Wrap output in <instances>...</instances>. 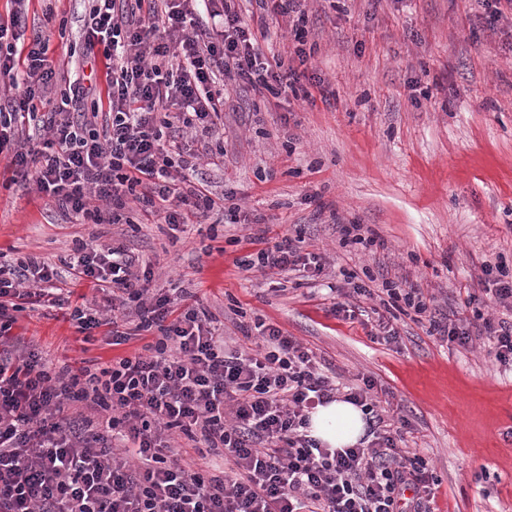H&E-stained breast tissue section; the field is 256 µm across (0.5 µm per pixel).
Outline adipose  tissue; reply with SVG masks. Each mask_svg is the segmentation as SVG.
<instances>
[{"label": "adipose tissue", "instance_id": "obj_1", "mask_svg": "<svg viewBox=\"0 0 512 512\" xmlns=\"http://www.w3.org/2000/svg\"><path fill=\"white\" fill-rule=\"evenodd\" d=\"M365 432L361 409L341 399L317 406L310 415V435L329 448L355 445Z\"/></svg>", "mask_w": 512, "mask_h": 512}]
</instances>
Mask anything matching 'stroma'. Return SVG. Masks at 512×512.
<instances>
[{"instance_id": "stroma-1", "label": "stroma", "mask_w": 512, "mask_h": 512, "mask_svg": "<svg viewBox=\"0 0 512 512\" xmlns=\"http://www.w3.org/2000/svg\"><path fill=\"white\" fill-rule=\"evenodd\" d=\"M245 25L264 28L265 55L294 57L297 29L329 102L260 96L224 81L210 151L180 141L223 210L185 231L129 203L126 224H75L33 183L13 180L0 155V256H35L62 274L72 305L102 309L93 284L66 264L85 242L121 243L152 265L153 285L196 294L224 337L256 320L280 326L347 386L371 378L403 447L426 458L437 512H512V369L482 341L463 348L429 335L428 320L398 315L399 339H371L366 317L333 312L329 287L371 272L421 288L431 307L501 316L483 295L482 265L512 274V17L488 24L485 0H305L303 23L234 0ZM85 0H28L27 33L50 26L48 56L64 78L94 72L84 52ZM53 24H46V15ZM223 160H215L216 151ZM249 215L230 221V208ZM361 224L369 243L345 238ZM302 238L323 271L309 280L242 270L259 229ZM152 335L116 345L107 327L81 331L68 314L18 313L8 345L36 346L56 368L141 353Z\"/></svg>"}]
</instances>
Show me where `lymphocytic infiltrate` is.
I'll use <instances>...</instances> for the list:
<instances>
[{"instance_id": "obj_1", "label": "lymphocytic infiltrate", "mask_w": 512, "mask_h": 512, "mask_svg": "<svg viewBox=\"0 0 512 512\" xmlns=\"http://www.w3.org/2000/svg\"><path fill=\"white\" fill-rule=\"evenodd\" d=\"M15 2L10 25L0 24V80L14 90L0 102V153L39 193L93 224L120 223L130 198L174 227L216 208L203 182L172 173L181 128L204 144L216 132L224 108L216 73L276 97L323 89L320 77L262 53L230 0H91L85 56L112 63L108 108L83 111L96 91L76 79L56 111L40 114L35 99L57 84L49 38L26 36L25 0ZM197 4L217 27L201 26ZM21 119L49 139L18 145ZM94 199L109 212L91 207ZM253 242L244 270H323L290 237ZM70 268L105 291L112 312L104 323L74 308L80 329L108 325L116 345L152 330L158 337L147 354L101 366L55 368L33 350L0 355V512H430L428 463L399 447L373 380L340 388L309 348L263 321L249 345L226 346L191 292L153 291L150 263L124 245H82ZM59 277L35 257L0 263V338L24 304L68 305ZM346 282L349 298L386 294L428 315L431 334L462 347L484 338L495 360L512 366V280L495 279L491 290L505 317L479 324L459 312L430 315L422 289L395 280L377 290L352 273ZM339 397L361 408L368 444L331 449L308 434L312 410ZM101 412L105 420L95 422Z\"/></svg>"}]
</instances>
